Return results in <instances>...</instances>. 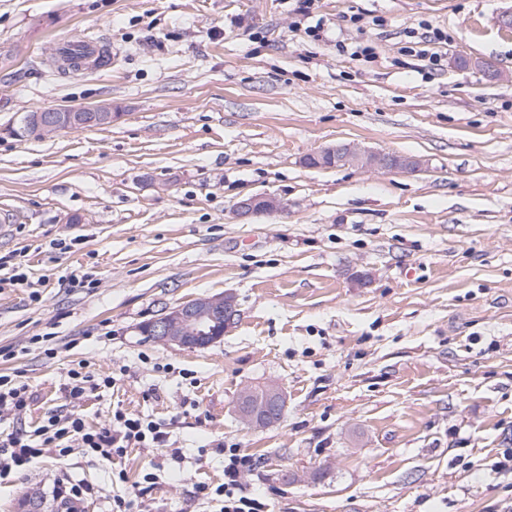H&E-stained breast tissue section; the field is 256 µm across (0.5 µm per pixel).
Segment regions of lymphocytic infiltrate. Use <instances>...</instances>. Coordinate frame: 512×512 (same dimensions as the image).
<instances>
[{
  "instance_id": "obj_1",
  "label": "lymphocytic infiltrate",
  "mask_w": 512,
  "mask_h": 512,
  "mask_svg": "<svg viewBox=\"0 0 512 512\" xmlns=\"http://www.w3.org/2000/svg\"><path fill=\"white\" fill-rule=\"evenodd\" d=\"M112 377L98 378L82 369H71L66 386L67 403L64 410L50 416L34 430L10 433L0 437V477L21 469L44 453L65 457L74 448L111 461L122 457L127 449L163 444L166 432L160 424L115 411L108 426L93 429L86 425L79 412L87 392L111 386ZM253 463L238 448L224 450V512H267V505L259 495L239 491L242 475Z\"/></svg>"
}]
</instances>
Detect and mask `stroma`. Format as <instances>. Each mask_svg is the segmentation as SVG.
<instances>
[{"label":"stroma","mask_w":512,"mask_h":512,"mask_svg":"<svg viewBox=\"0 0 512 512\" xmlns=\"http://www.w3.org/2000/svg\"><path fill=\"white\" fill-rule=\"evenodd\" d=\"M293 7L0 0V372L32 394L0 433L58 413L82 364L116 379L87 394L88 427L121 409L169 436L111 462L36 459L0 478V512H59L63 478L91 486L81 512L118 495L130 512H224L196 488L223 484L231 444L270 512H512V0H319L318 40ZM423 21L448 35L436 67L403 50ZM78 35L115 62L61 71L52 49ZM102 102L112 125L14 134L27 113ZM336 143L420 166L307 165ZM265 193L282 209L236 217ZM224 292L240 316L213 346L139 331ZM268 380L287 408L248 428L233 402ZM146 471L155 486L132 496Z\"/></svg>","instance_id":"1"}]
</instances>
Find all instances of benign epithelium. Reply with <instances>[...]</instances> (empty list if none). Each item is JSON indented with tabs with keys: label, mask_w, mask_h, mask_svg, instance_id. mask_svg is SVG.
I'll use <instances>...</instances> for the list:
<instances>
[{
	"label": "benign epithelium",
	"mask_w": 512,
	"mask_h": 512,
	"mask_svg": "<svg viewBox=\"0 0 512 512\" xmlns=\"http://www.w3.org/2000/svg\"><path fill=\"white\" fill-rule=\"evenodd\" d=\"M121 113L112 111V104L105 103L84 108H53L36 113L35 118L23 120V133L34 139L51 137L60 132L77 131L89 127L112 124ZM341 162L357 163L363 167L392 170H415L418 161L393 155L358 154L351 146L343 144L321 153ZM283 203L274 196H251L240 200L236 212L240 218L278 211ZM238 317L235 297L229 293L199 296L171 307L149 320L148 335L157 343L183 349H203L223 339L234 327ZM256 391L246 387L239 393L235 411L240 421L252 428H264L275 422V415L283 414L286 396L273 383L265 387L264 410L254 407Z\"/></svg>",
	"instance_id": "7a95c632"
}]
</instances>
